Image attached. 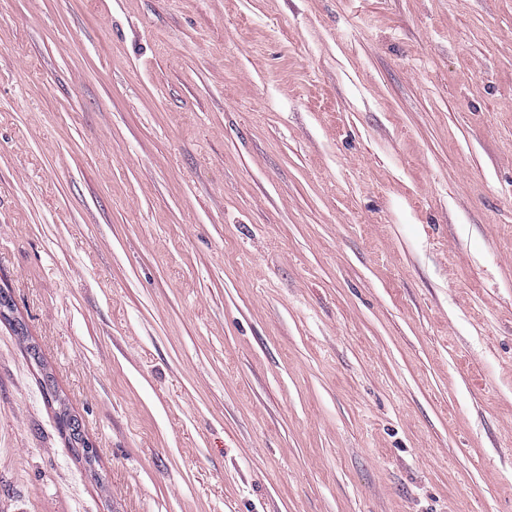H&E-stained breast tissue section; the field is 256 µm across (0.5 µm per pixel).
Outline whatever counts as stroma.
Returning a JSON list of instances; mask_svg holds the SVG:
<instances>
[{
  "label": "stroma",
  "instance_id": "stroma-1",
  "mask_svg": "<svg viewBox=\"0 0 512 512\" xmlns=\"http://www.w3.org/2000/svg\"><path fill=\"white\" fill-rule=\"evenodd\" d=\"M0 287V512H512V0H0Z\"/></svg>",
  "mask_w": 512,
  "mask_h": 512
}]
</instances>
